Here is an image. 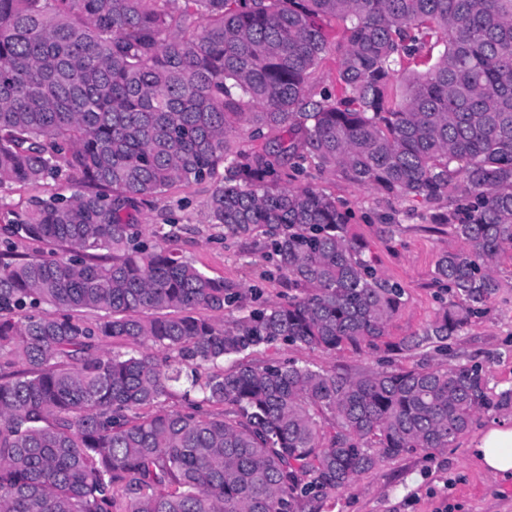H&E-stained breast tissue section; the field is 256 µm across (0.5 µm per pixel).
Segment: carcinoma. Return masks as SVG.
Wrapping results in <instances>:
<instances>
[{
    "label": "carcinoma",
    "mask_w": 512,
    "mask_h": 512,
    "mask_svg": "<svg viewBox=\"0 0 512 512\" xmlns=\"http://www.w3.org/2000/svg\"><path fill=\"white\" fill-rule=\"evenodd\" d=\"M333 52L336 96L306 98ZM288 163L429 203L464 184L439 223L466 248L438 260L451 299L422 333L386 341L402 288L334 197L284 184ZM207 180L210 223L263 238L288 298L228 321L237 285L145 239L144 205ZM59 181L70 195L0 201V512H306L512 409L476 363L248 361L279 344L443 354L494 298L512 0H0V189Z\"/></svg>",
    "instance_id": "obj_1"
}]
</instances>
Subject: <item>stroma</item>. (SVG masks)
<instances>
[{"mask_svg":"<svg viewBox=\"0 0 512 512\" xmlns=\"http://www.w3.org/2000/svg\"><path fill=\"white\" fill-rule=\"evenodd\" d=\"M308 179L335 196L350 213V232L362 240L377 273L399 283L405 304L392 319L390 341L421 333L434 320L444 300L432 284L440 257L462 248L447 226L434 222L436 206L419 199H401L365 188L340 176L309 169ZM212 182L178 184L140 215L146 237L174 233V246L209 277L237 284L243 290L240 306L255 301H278L288 283L270 272L262 258L259 238L219 240L218 228L208 222L205 203ZM499 288L493 304L448 343L447 355L426 348L410 355L382 350L330 355L319 350L280 345L258 353L261 361L296 359L338 372L390 371L417 365L482 363L490 393L512 388V250L495 265ZM512 426V410L483 411L456 447L419 450L380 462L350 486L321 499L316 512H512V480L496 478L479 468L470 454L478 434L491 427Z\"/></svg>","mask_w":512,"mask_h":512,"instance_id":"35a3bbf8","label":"stroma"}]
</instances>
